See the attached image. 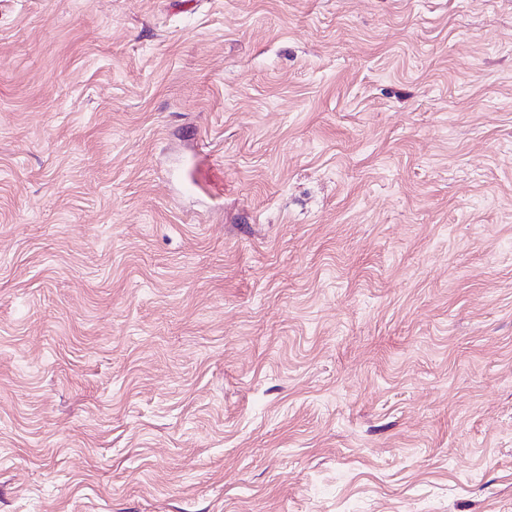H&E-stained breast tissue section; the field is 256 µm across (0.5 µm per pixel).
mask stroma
Returning <instances> with one entry per match:
<instances>
[{
    "mask_svg": "<svg viewBox=\"0 0 512 512\" xmlns=\"http://www.w3.org/2000/svg\"><path fill=\"white\" fill-rule=\"evenodd\" d=\"M0 512H512V0H0Z\"/></svg>",
    "mask_w": 512,
    "mask_h": 512,
    "instance_id": "obj_1",
    "label": "stroma"
}]
</instances>
